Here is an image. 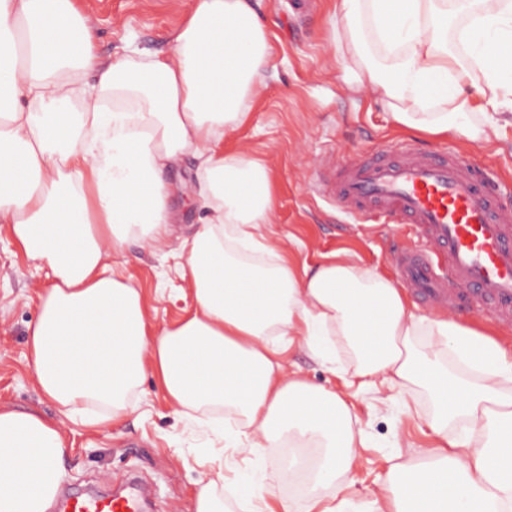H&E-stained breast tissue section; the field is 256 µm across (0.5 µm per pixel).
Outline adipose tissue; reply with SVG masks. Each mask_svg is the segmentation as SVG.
<instances>
[{"label": "adipose tissue", "mask_w": 512, "mask_h": 512, "mask_svg": "<svg viewBox=\"0 0 512 512\" xmlns=\"http://www.w3.org/2000/svg\"><path fill=\"white\" fill-rule=\"evenodd\" d=\"M332 3L339 78L395 124L484 143L512 126V0ZM460 15L468 23L453 44ZM96 36L73 0H0V224L49 278L27 329L39 391L73 423L108 426L135 411L150 375L176 418L207 416L226 447L316 442L307 512H512V353L453 319L424 321L400 288L353 261L298 274L267 236L268 166L221 149L272 56L257 0H194L165 56L131 49L104 63ZM188 156L206 210L182 254L193 308L157 331L140 293L103 261L133 237L167 242L177 220L168 174ZM246 251L270 261L248 263ZM335 335L354 377L428 395L434 435L464 428L448 451L410 449L364 504L344 494L360 440L348 405L278 361L298 339L329 353ZM227 408L238 417L230 431ZM69 446L57 421L0 407V512H48ZM323 486L335 487L333 502Z\"/></svg>", "instance_id": "obj_1"}]
</instances>
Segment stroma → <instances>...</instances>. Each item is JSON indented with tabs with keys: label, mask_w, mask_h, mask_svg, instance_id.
I'll return each mask as SVG.
<instances>
[{
	"label": "stroma",
	"mask_w": 512,
	"mask_h": 512,
	"mask_svg": "<svg viewBox=\"0 0 512 512\" xmlns=\"http://www.w3.org/2000/svg\"><path fill=\"white\" fill-rule=\"evenodd\" d=\"M97 22L96 53L110 61L127 35L144 54L170 52L171 32L189 13L193 0H74ZM260 12L273 46L265 88L248 108L246 124L224 138V150L266 161L276 186L272 236L296 272L348 257L359 266L396 279L394 257L423 241L407 224H367L341 212L310 188L325 158L342 163L416 140L424 150L464 152L482 164L491 179L512 188V126L495 143H469L396 129L371 96L345 90L336 78V47L329 22L330 0H260ZM180 222L160 249L131 240L123 256L107 261L112 276L141 292L156 327L174 324L193 306L178 263L180 243L204 212L187 195L171 201ZM45 284L0 225V405L36 409L59 418L57 406L36 388L26 360L27 325L37 312V294ZM335 359L322 361L305 347L284 356L288 371L311 383L336 390L349 405L367 438L348 475L346 495L370 500L379 477L390 467L396 448L435 447L423 418L429 401L420 392L399 394L368 389L351 381L352 357L334 338ZM139 411L97 431L75 428L72 449L61 467L62 489L97 492L136 474L153 494L147 512H194L197 482L215 466L226 474L273 469L279 448L254 457L223 447L201 428L176 420L154 377H145Z\"/></svg>",
	"instance_id": "1"
}]
</instances>
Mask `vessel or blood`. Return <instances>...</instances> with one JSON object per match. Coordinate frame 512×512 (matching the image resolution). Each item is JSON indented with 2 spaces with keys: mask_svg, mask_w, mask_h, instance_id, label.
Returning <instances> with one entry per match:
<instances>
[{
  "mask_svg": "<svg viewBox=\"0 0 512 512\" xmlns=\"http://www.w3.org/2000/svg\"><path fill=\"white\" fill-rule=\"evenodd\" d=\"M312 190L368 223L412 225L426 245L397 254L407 288L423 302L488 310L512 324V205L463 153L421 151L414 142L394 155L318 170ZM137 491L72 497L60 512H142Z\"/></svg>",
  "mask_w": 512,
  "mask_h": 512,
  "instance_id": "vessel-or-blood-1",
  "label": "vessel or blood"
}]
</instances>
